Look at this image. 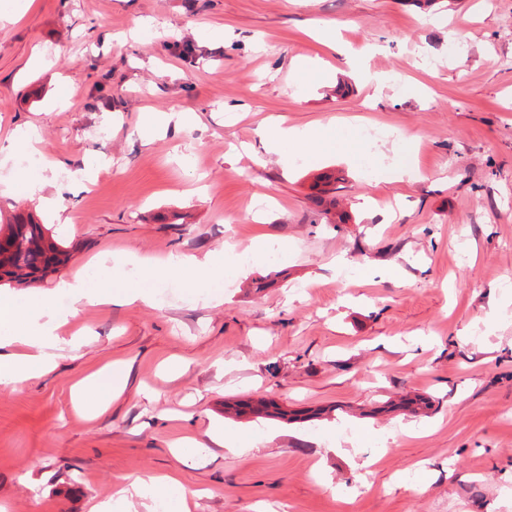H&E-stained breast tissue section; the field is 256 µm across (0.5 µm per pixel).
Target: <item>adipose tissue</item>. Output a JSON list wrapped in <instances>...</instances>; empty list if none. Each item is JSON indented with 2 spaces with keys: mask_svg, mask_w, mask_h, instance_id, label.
I'll use <instances>...</instances> for the list:
<instances>
[{
  "mask_svg": "<svg viewBox=\"0 0 512 512\" xmlns=\"http://www.w3.org/2000/svg\"><path fill=\"white\" fill-rule=\"evenodd\" d=\"M270 151L279 153L284 160L306 154L316 143L312 129L271 125L263 133ZM139 279L146 280L163 272L172 277H192L196 283L207 285L222 277L224 270L210 258L173 256L163 262H143L137 267ZM68 295L92 306L108 305L113 301L111 291L91 286L81 278L65 280L50 291L36 298L20 295L0 303V335L7 343L17 345V352L0 355V383L7 381L23 384L39 374L49 372L53 356L61 339L59 329L66 324L69 313L57 302L59 296ZM126 382V372L121 368L106 366L85 378L77 385L82 408L89 418H97L105 408L107 396L120 392ZM177 494L179 503H186V489L173 474L146 475L120 487L113 500L94 504L91 512H112V504L131 497L142 496L144 489Z\"/></svg>",
  "mask_w": 512,
  "mask_h": 512,
  "instance_id": "adipose-tissue-1",
  "label": "adipose tissue"
}]
</instances>
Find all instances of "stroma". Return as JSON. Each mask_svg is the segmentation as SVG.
I'll return each instance as SVG.
<instances>
[{"label":"stroma","mask_w":512,"mask_h":512,"mask_svg":"<svg viewBox=\"0 0 512 512\" xmlns=\"http://www.w3.org/2000/svg\"><path fill=\"white\" fill-rule=\"evenodd\" d=\"M23 2L0 0V224L33 214L70 260L0 299L97 280L104 254L116 289L172 254L225 279L61 297L53 370L0 384V506L90 512L175 471L190 512H512V0ZM327 27L376 50L350 68ZM271 118L317 146L283 163ZM328 170L343 224L310 197ZM112 362L127 383L88 419L74 386ZM249 400L332 414L226 415Z\"/></svg>","instance_id":"1"}]
</instances>
